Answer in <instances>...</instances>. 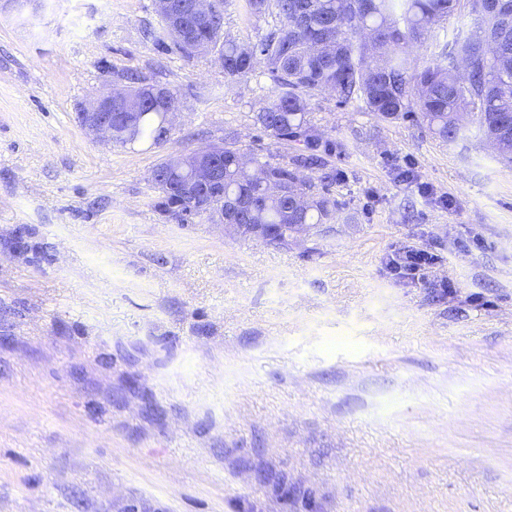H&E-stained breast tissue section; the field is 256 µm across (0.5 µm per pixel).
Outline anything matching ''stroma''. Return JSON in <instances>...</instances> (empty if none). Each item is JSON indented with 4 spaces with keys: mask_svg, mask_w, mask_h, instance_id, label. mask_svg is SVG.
<instances>
[{
    "mask_svg": "<svg viewBox=\"0 0 512 512\" xmlns=\"http://www.w3.org/2000/svg\"><path fill=\"white\" fill-rule=\"evenodd\" d=\"M276 24L224 9L232 39ZM161 27L154 0L0 13V512H512V164L317 93L335 220L284 244L178 223L168 156L304 146L255 121L265 65L227 80ZM130 72L176 95L162 144L80 124ZM403 245L438 261L396 277ZM166 167V168H165ZM166 169V177L167 182L170 184H182L188 181L189 176L183 169L176 170L166 163V159L158 164L153 170V178L152 183L154 188L158 191V198L155 202V206L159 211L171 217L172 219H177L178 211H183L190 209L195 203H192L191 197H184L182 195L175 194L170 192L169 189L166 188V185L160 182L156 177H154L155 173L159 174L162 169Z\"/></svg>",
    "mask_w": 512,
    "mask_h": 512,
    "instance_id": "1",
    "label": "stroma"
}]
</instances>
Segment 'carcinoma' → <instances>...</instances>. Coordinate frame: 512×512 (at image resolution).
Wrapping results in <instances>:
<instances>
[{"label":"carcinoma","mask_w":512,"mask_h":512,"mask_svg":"<svg viewBox=\"0 0 512 512\" xmlns=\"http://www.w3.org/2000/svg\"><path fill=\"white\" fill-rule=\"evenodd\" d=\"M190 0H173L186 18L188 37L175 43L186 57L195 47L218 51L224 75L230 80L251 74L257 63L266 65L276 86L274 98L256 113V123L280 141L301 142L310 153L289 162L254 158L257 172L245 170L242 152L232 143L220 146L224 169V203L244 199L248 207L238 218L239 233L251 225L265 227L269 241L284 243L298 225L327 224L335 218L337 202L324 188L315 190L306 170L320 169L314 154L319 133L312 124L308 97L331 91L341 103L353 98L374 114L394 122L418 114L444 141L465 137L466 112L476 113L478 131L503 162H512V0H248L251 11L262 14L274 7L279 25L253 46L220 32L225 0H212L211 18H196ZM466 8L479 25L446 42L433 62L412 65L410 48L441 20ZM130 103L112 102V122L122 134L120 146L144 139L159 145L170 133L158 84L128 76ZM138 113L124 130L120 117ZM167 183L188 181L185 171L161 162ZM158 191L155 206L173 219L193 206L192 198L175 194L166 183L152 179Z\"/></svg>","instance_id":"carcinoma-1"}]
</instances>
